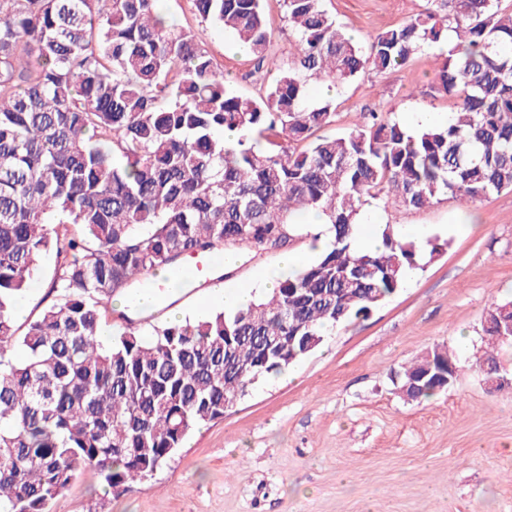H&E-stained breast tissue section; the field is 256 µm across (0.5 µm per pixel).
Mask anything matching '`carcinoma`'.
I'll return each mask as SVG.
<instances>
[{"label":"carcinoma","instance_id":"cac0c4a2","mask_svg":"<svg viewBox=\"0 0 512 512\" xmlns=\"http://www.w3.org/2000/svg\"><path fill=\"white\" fill-rule=\"evenodd\" d=\"M192 2L264 68L263 0ZM500 2L427 0L362 44L323 0H283L295 48L252 98L159 0H0V512H49L85 473L121 496L224 417V401L396 294L419 246L387 224L382 249L356 251L367 198L421 209L512 191V11ZM450 27L436 73L455 98L447 123L410 132L370 112L349 133L320 134L336 112L312 100L309 79L387 73ZM312 211L331 246L272 292L145 331L122 311L102 336L113 295L192 255L286 249L310 233L299 218ZM48 254L58 299L19 326L13 310ZM509 324L512 301L488 308L480 370L498 365ZM276 336L296 337L291 360L266 354ZM458 371L436 347L398 372V389L427 400Z\"/></svg>","mask_w":512,"mask_h":512}]
</instances>
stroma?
Returning a JSON list of instances; mask_svg holds the SVG:
<instances>
[{"mask_svg": "<svg viewBox=\"0 0 512 512\" xmlns=\"http://www.w3.org/2000/svg\"><path fill=\"white\" fill-rule=\"evenodd\" d=\"M167 12L224 68L233 89L255 97L275 71L255 70L250 54L222 28L202 25L190 0ZM358 42L413 18L426 0H324ZM271 54L285 64L296 34L282 0H266ZM440 48L403 67L366 72L332 96L330 134L349 132L364 113H447L453 98L435 80ZM377 221L436 239L404 288L365 319L330 331L284 373L249 388L224 418L194 430L155 475L112 499L109 512H512V389L487 385L478 368L483 319L512 298V191L471 208L454 199L422 209L373 202ZM281 250H244L223 271L218 293L277 278ZM456 353L461 370L447 390L406 400L395 374L435 346ZM103 484L79 476L50 512H96Z\"/></svg>", "mask_w": 512, "mask_h": 512, "instance_id": "35a3bbf8", "label": "stroma"}]
</instances>
